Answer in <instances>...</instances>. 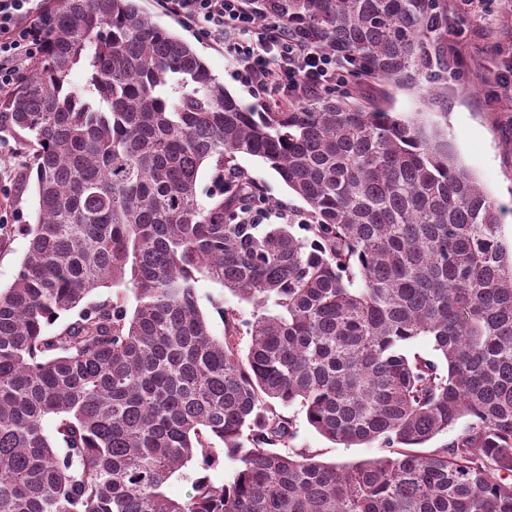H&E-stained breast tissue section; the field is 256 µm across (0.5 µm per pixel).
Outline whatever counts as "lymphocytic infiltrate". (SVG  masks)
Returning <instances> with one entry per match:
<instances>
[{
	"instance_id": "lymphocytic-infiltrate-1",
	"label": "lymphocytic infiltrate",
	"mask_w": 512,
	"mask_h": 512,
	"mask_svg": "<svg viewBox=\"0 0 512 512\" xmlns=\"http://www.w3.org/2000/svg\"><path fill=\"white\" fill-rule=\"evenodd\" d=\"M163 5L222 46L250 91L267 104L292 102L350 79L301 22L259 17L252 0H163ZM36 12L37 0H0V95L10 93L41 51Z\"/></svg>"
}]
</instances>
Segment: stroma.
Returning <instances> with one entry per match:
<instances>
[{"label": "stroma", "mask_w": 512, "mask_h": 512, "mask_svg": "<svg viewBox=\"0 0 512 512\" xmlns=\"http://www.w3.org/2000/svg\"><path fill=\"white\" fill-rule=\"evenodd\" d=\"M142 6L154 13L158 22L174 29L190 41L204 58L212 73L223 81L224 86L250 109H261L260 99L255 98L238 76L235 67L225 56L223 49L216 47L198 30L187 25L176 15L166 13L158 0H142ZM455 30L464 31L466 42L463 49L465 61L458 69H448L447 63L454 50L453 32L444 36H431L428 50L431 66L427 71L428 84L439 86V96L430 109L446 115L448 139L461 163L479 181L485 191L500 208L501 235L504 242H512V118L504 112H488L483 100L489 95L488 87L479 85L472 71L489 64L497 46L512 49V6L507 0H486L485 10L479 14L456 18ZM363 104L368 108H381L393 112L418 111V92L414 89H399L378 81H363L359 87ZM23 147L16 139L0 145V288L10 286L24 257L29 238L25 232L27 224L35 218L33 188L23 185L19 178L23 160ZM240 166L268 195L291 208H302L303 202L292 195L279 176L261 160L243 156ZM199 304L206 315L214 336L224 334L222 309L233 308L242 319H251L254 307L225 290L209 279L197 283ZM286 416L293 421L296 433L292 448H308L317 453L320 461L349 464L382 456L377 444L347 448L334 443L311 428L298 407L286 409ZM237 467L232 459L221 460L209 469H201L198 462H190L180 474L174 476L167 493L171 498H185L192 491V484L199 476H207L216 486L227 483Z\"/></svg>", "instance_id": "35a3bbf8"}]
</instances>
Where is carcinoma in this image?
<instances>
[{
  "instance_id": "1",
  "label": "carcinoma",
  "mask_w": 512,
  "mask_h": 512,
  "mask_svg": "<svg viewBox=\"0 0 512 512\" xmlns=\"http://www.w3.org/2000/svg\"><path fill=\"white\" fill-rule=\"evenodd\" d=\"M256 2L406 89L424 33L448 30L439 0ZM37 27L45 48L0 116L37 202L0 290V512H512V246L438 125L326 94L256 112L139 0H56ZM242 156L307 208L265 195ZM207 162L222 189L204 204ZM200 274L253 319L226 308L212 335ZM422 336L438 359L409 351ZM294 405L388 454L284 450ZM223 454L230 482L167 495ZM237 466L236 461L224 457V460L221 459L217 465L203 471L197 461H192L181 470L180 475L177 474L170 480L166 489L167 494L173 499L185 498L192 492L195 479L202 475H207L209 481L215 486L224 485L231 479Z\"/></svg>"
}]
</instances>
